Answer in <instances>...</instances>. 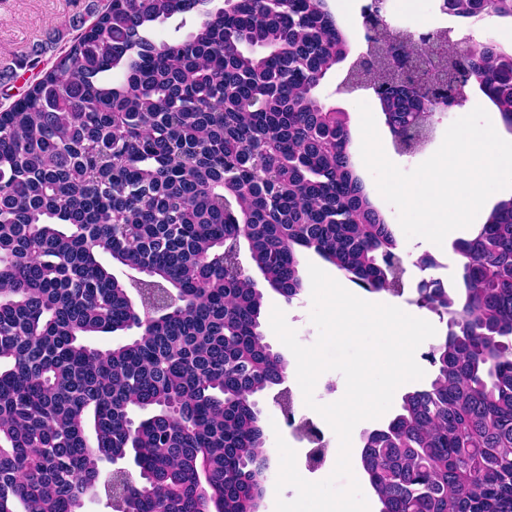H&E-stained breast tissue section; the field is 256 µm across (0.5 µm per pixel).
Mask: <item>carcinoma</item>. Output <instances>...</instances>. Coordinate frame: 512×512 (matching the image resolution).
I'll return each mask as SVG.
<instances>
[{
  "mask_svg": "<svg viewBox=\"0 0 512 512\" xmlns=\"http://www.w3.org/2000/svg\"><path fill=\"white\" fill-rule=\"evenodd\" d=\"M89 12L16 63L33 77L0 106V512H86L102 466L128 456L138 475L104 486L116 512H256L267 457L252 397L287 364L265 341L262 292L224 248L245 246L289 301L305 251L364 288L404 289L348 113L316 95L347 37L326 0ZM186 14L184 36L154 39ZM453 15L512 20V0H456ZM506 55L444 49L512 132ZM368 56L393 122L432 126L383 51ZM453 250L463 292L433 280L416 299L447 318L435 376L362 436L379 512H501L512 493V196ZM114 263L156 289L132 299ZM134 326L109 348L87 343Z\"/></svg>",
  "mask_w": 512,
  "mask_h": 512,
  "instance_id": "obj_1",
  "label": "carcinoma"
}]
</instances>
